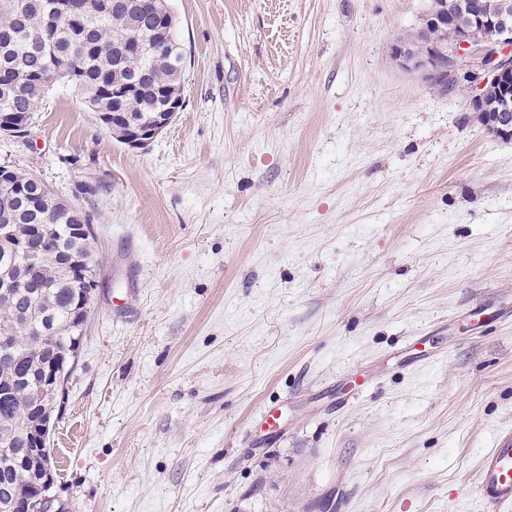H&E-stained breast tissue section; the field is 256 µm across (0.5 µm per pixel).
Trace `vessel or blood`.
Segmentation results:
<instances>
[{"instance_id":"1","label":"vessel or blood","mask_w":512,"mask_h":512,"mask_svg":"<svg viewBox=\"0 0 512 512\" xmlns=\"http://www.w3.org/2000/svg\"><path fill=\"white\" fill-rule=\"evenodd\" d=\"M476 493L487 512H512V433L482 455Z\"/></svg>"}]
</instances>
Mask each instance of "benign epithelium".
<instances>
[{"instance_id": "7a95c632", "label": "benign epithelium", "mask_w": 512, "mask_h": 512, "mask_svg": "<svg viewBox=\"0 0 512 512\" xmlns=\"http://www.w3.org/2000/svg\"><path fill=\"white\" fill-rule=\"evenodd\" d=\"M449 27L455 31L454 48L442 49L436 41L426 39L415 47L402 45L397 52L399 65L419 75L425 82L437 76L459 80L465 76L466 97L470 110L483 114L484 127L493 136L512 140V0H496L488 6L483 0H460L458 11L449 15L441 8L427 10L421 18L424 32ZM31 117L19 119L10 113L0 116L1 129L28 132ZM167 118L146 129H129L124 140L130 148H142L152 142L167 127ZM64 367L60 360L51 362L43 370L42 378L29 383L34 399H41L49 389L63 379ZM52 422L45 420L32 433L35 440L30 455L43 454L52 460L50 448ZM47 480L11 494V502L18 512H44L49 496Z\"/></svg>"}]
</instances>
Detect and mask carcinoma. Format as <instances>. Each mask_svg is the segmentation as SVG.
Returning a JSON list of instances; mask_svg holds the SVG:
<instances>
[{"instance_id": "carcinoma-1", "label": "carcinoma", "mask_w": 512, "mask_h": 512, "mask_svg": "<svg viewBox=\"0 0 512 512\" xmlns=\"http://www.w3.org/2000/svg\"><path fill=\"white\" fill-rule=\"evenodd\" d=\"M80 21L63 16L71 0H0V114L34 113L46 90L42 79L62 81L82 98L98 117L110 116L120 127L148 126L157 113L176 104L183 107L181 75L187 51L179 37V20L168 0H123L114 9L102 0H78ZM167 26L166 36L156 35ZM141 41L142 53L120 57L114 43ZM24 232L30 224L44 231L38 293L12 288L0 293V336L9 337L14 360L0 364V503L9 490L32 485L29 470L14 465V456L28 447L29 423L36 419L28 380L53 352L70 345L71 328L80 311L90 313L93 296L72 284L66 266L75 247L89 260L91 270L96 235L90 215L78 205L59 198L46 184L27 172L0 170V217ZM20 261L16 243L0 236V274ZM38 303L53 322L51 343L36 344V329L27 321L28 308Z\"/></svg>"}]
</instances>
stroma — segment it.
<instances>
[{
  "label": "stroma",
  "mask_w": 512,
  "mask_h": 512,
  "mask_svg": "<svg viewBox=\"0 0 512 512\" xmlns=\"http://www.w3.org/2000/svg\"><path fill=\"white\" fill-rule=\"evenodd\" d=\"M170 4L186 102L151 143L60 82L0 134L99 238L56 505L484 512L478 460L512 430V140L399 67L427 0ZM168 125V120L167 118H162L160 120H158V123L154 126V127H149V128H146V129H128L127 130V135L124 136V140L125 142H123L122 140L116 138V137H112L114 138L117 142L121 143V144H124L130 148H135V149H138V148H142L146 145H148L150 142H152L157 136H159L162 131L167 127Z\"/></svg>",
  "instance_id": "35a3bbf8"
}]
</instances>
